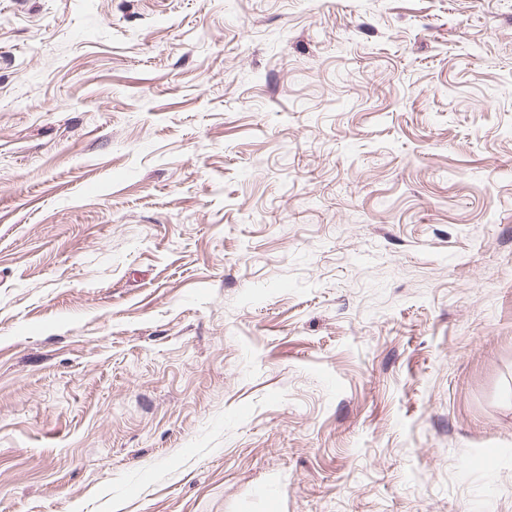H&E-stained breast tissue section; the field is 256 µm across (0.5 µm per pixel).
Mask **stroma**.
Segmentation results:
<instances>
[{
	"label": "stroma",
	"mask_w": 512,
	"mask_h": 512,
	"mask_svg": "<svg viewBox=\"0 0 512 512\" xmlns=\"http://www.w3.org/2000/svg\"><path fill=\"white\" fill-rule=\"evenodd\" d=\"M0 512H512V0H0Z\"/></svg>",
	"instance_id": "stroma-1"
}]
</instances>
